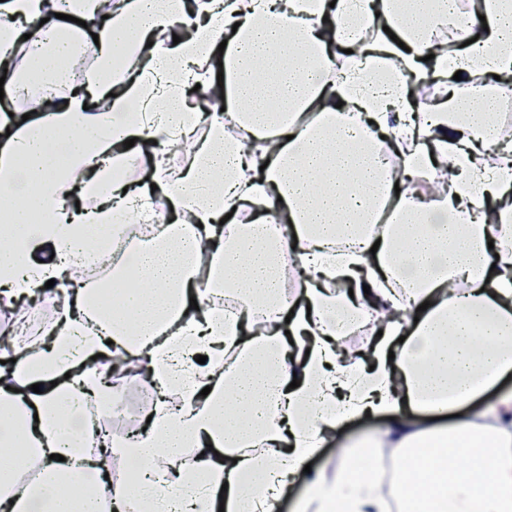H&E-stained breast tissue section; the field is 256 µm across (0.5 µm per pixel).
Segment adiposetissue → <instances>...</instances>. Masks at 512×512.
I'll list each match as a JSON object with an SVG mask.
<instances>
[{"label":"adipose tissue","mask_w":512,"mask_h":512,"mask_svg":"<svg viewBox=\"0 0 512 512\" xmlns=\"http://www.w3.org/2000/svg\"><path fill=\"white\" fill-rule=\"evenodd\" d=\"M65 12L0 0L5 84L47 102L0 115V305L51 279L73 290L43 336L0 341V451L19 441L42 463L22 488L0 468V512H261L296 483V512H512V393L481 400L512 371V147L493 119L512 94V0ZM218 85L220 107L194 111L192 89ZM144 165L148 182L121 178ZM98 224L134 240L142 287L77 274ZM44 246L52 259L35 262ZM290 252L300 307L281 297ZM226 295L237 309L217 307ZM358 322L372 339L356 351L341 332ZM118 356L150 385L151 421L90 451L75 427L112 406ZM368 416L387 420L374 441L307 470ZM189 448L202 456L185 461ZM118 458L139 481L108 478Z\"/></svg>","instance_id":"obj_1"}]
</instances>
